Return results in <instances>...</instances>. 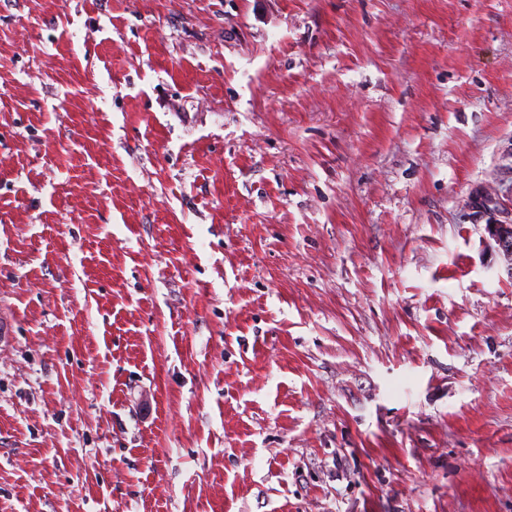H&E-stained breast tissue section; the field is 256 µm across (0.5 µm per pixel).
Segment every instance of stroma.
Listing matches in <instances>:
<instances>
[{"mask_svg": "<svg viewBox=\"0 0 512 512\" xmlns=\"http://www.w3.org/2000/svg\"><path fill=\"white\" fill-rule=\"evenodd\" d=\"M512 0H0V512H512Z\"/></svg>", "mask_w": 512, "mask_h": 512, "instance_id": "stroma-1", "label": "stroma"}]
</instances>
